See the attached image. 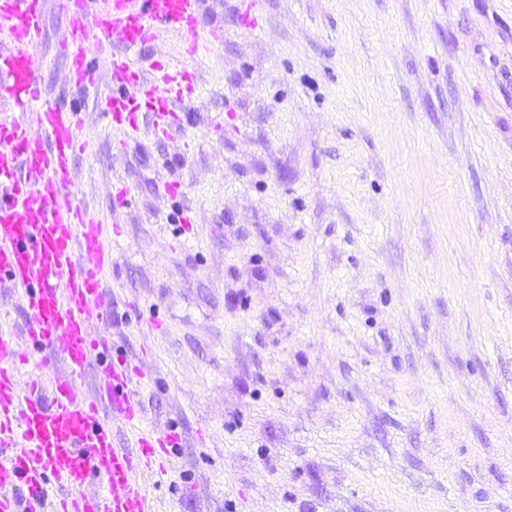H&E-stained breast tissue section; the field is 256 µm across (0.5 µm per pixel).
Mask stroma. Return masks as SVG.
Returning <instances> with one entry per match:
<instances>
[{
    "mask_svg": "<svg viewBox=\"0 0 512 512\" xmlns=\"http://www.w3.org/2000/svg\"><path fill=\"white\" fill-rule=\"evenodd\" d=\"M201 23L223 40L167 139L112 132L108 73L69 84L62 0L37 47L82 114V198L118 221L92 328L185 436L154 512H512V0Z\"/></svg>",
    "mask_w": 512,
    "mask_h": 512,
    "instance_id": "1",
    "label": "stroma"
}]
</instances>
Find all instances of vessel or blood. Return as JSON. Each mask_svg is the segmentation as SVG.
<instances>
[{"label":"vessel or blood","instance_id":"vessel-or-blood-1","mask_svg":"<svg viewBox=\"0 0 512 512\" xmlns=\"http://www.w3.org/2000/svg\"><path fill=\"white\" fill-rule=\"evenodd\" d=\"M66 2L71 81L92 87L108 69L112 130L171 135L179 102L196 89L197 60L220 40L200 22L203 0ZM44 8L45 0H0V100L16 110L0 122V284L24 313L19 333L0 336V512H152L149 487L166 482L163 461L184 437L147 424L138 387L150 374L91 329L107 301L112 226L73 178L87 147L79 112L42 90L35 46ZM163 31L181 36L186 59L133 57Z\"/></svg>","mask_w":512,"mask_h":512}]
</instances>
